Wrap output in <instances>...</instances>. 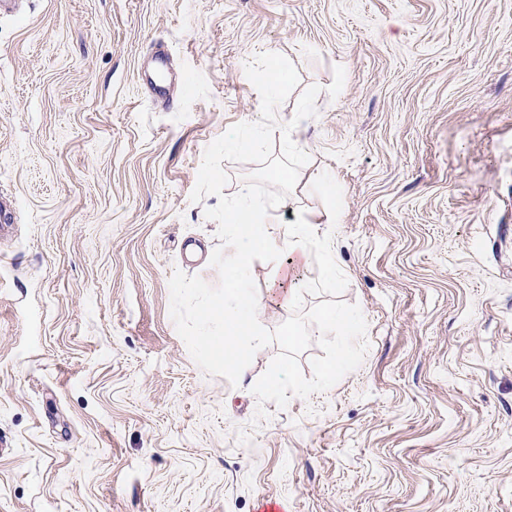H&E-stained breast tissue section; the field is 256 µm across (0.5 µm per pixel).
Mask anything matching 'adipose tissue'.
I'll return each instance as SVG.
<instances>
[{"label":"adipose tissue","instance_id":"ef3b65f1","mask_svg":"<svg viewBox=\"0 0 512 512\" xmlns=\"http://www.w3.org/2000/svg\"><path fill=\"white\" fill-rule=\"evenodd\" d=\"M226 218L236 226L237 233L231 242L232 260L225 275L224 300L213 305L204 319L217 320L222 325L220 334L210 340L212 353L222 358L225 366L239 368L261 345V312L243 286L249 262L255 255L276 253L283 244L297 261L306 262L304 242L309 224L303 221L290 225L288 240L283 243L274 235L269 215L253 209L247 200H239L229 208Z\"/></svg>","mask_w":512,"mask_h":512}]
</instances>
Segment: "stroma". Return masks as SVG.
<instances>
[{
  "label": "stroma",
  "mask_w": 512,
  "mask_h": 512,
  "mask_svg": "<svg viewBox=\"0 0 512 512\" xmlns=\"http://www.w3.org/2000/svg\"><path fill=\"white\" fill-rule=\"evenodd\" d=\"M262 52L321 88L270 217L332 234L368 325L356 370L282 408L252 393L278 344L234 386L170 316L174 271L219 283L218 197L190 195L259 120ZM2 193L0 512H512V0H23ZM287 259L251 262L270 331Z\"/></svg>",
  "instance_id": "stroma-1"
}]
</instances>
